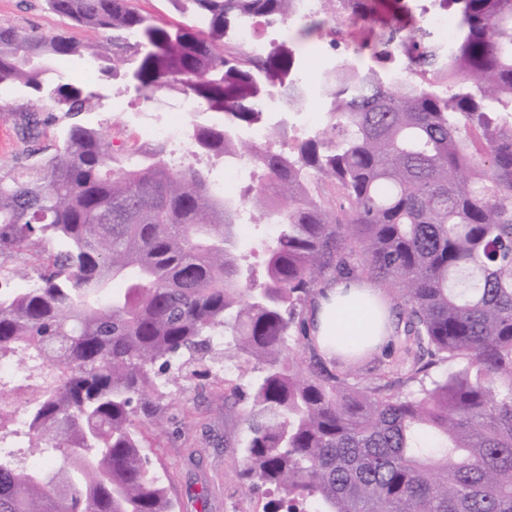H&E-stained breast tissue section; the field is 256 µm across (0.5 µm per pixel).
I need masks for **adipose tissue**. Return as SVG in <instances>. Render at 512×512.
I'll use <instances>...</instances> for the list:
<instances>
[{"instance_id": "obj_1", "label": "adipose tissue", "mask_w": 512, "mask_h": 512, "mask_svg": "<svg viewBox=\"0 0 512 512\" xmlns=\"http://www.w3.org/2000/svg\"><path fill=\"white\" fill-rule=\"evenodd\" d=\"M311 320L315 342L330 358L344 355L347 345L367 336L381 345L391 332L383 292L369 282H330L317 296Z\"/></svg>"}]
</instances>
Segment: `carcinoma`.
<instances>
[{
    "label": "carcinoma",
    "mask_w": 512,
    "mask_h": 512,
    "mask_svg": "<svg viewBox=\"0 0 512 512\" xmlns=\"http://www.w3.org/2000/svg\"><path fill=\"white\" fill-rule=\"evenodd\" d=\"M171 25L130 0H46L73 27L112 42L0 23V85L27 89L68 116L97 94L51 83L55 61L86 56L155 105L182 94L221 119L192 124V153L261 171L243 193L216 191L205 167L163 141L113 148L73 123L54 152L0 171V266L29 288L0 292V441L24 438L39 461L0 448V512H177L144 433L168 379L212 376L214 339L252 362L243 475L261 512H512V0H446L454 56L406 54L412 79L373 66L331 68L315 86L324 116L288 142L287 120L254 144L260 104L289 110L311 93L297 48L329 36L336 0H315L291 44L252 57L228 45L243 19H295L296 0H170ZM381 62L395 34L420 25L408 0H356ZM36 109L20 113L37 142ZM243 224H273L256 269ZM58 248L46 249L50 242ZM381 282L406 336L409 378L422 353L467 365L401 396L392 383L351 387L365 358L305 355L308 312L329 277ZM119 282L122 287L112 289Z\"/></svg>",
    "instance_id": "cac0c4a2"
}]
</instances>
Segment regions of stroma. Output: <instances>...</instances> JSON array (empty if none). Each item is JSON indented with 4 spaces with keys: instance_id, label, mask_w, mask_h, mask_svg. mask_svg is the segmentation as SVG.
Here are the masks:
<instances>
[{
    "instance_id": "stroma-1",
    "label": "stroma",
    "mask_w": 512,
    "mask_h": 512,
    "mask_svg": "<svg viewBox=\"0 0 512 512\" xmlns=\"http://www.w3.org/2000/svg\"><path fill=\"white\" fill-rule=\"evenodd\" d=\"M1 21L37 33L69 29L66 21L48 10L45 0H0ZM53 76L56 81L100 94V108L81 114V123L107 131L122 130L124 139L132 142L144 143L143 124L178 117L167 148L178 162L199 164L186 137L192 116L182 110L183 96H170L161 109H152L111 79L88 74L86 62L76 57L57 61ZM31 102L24 89L10 84L0 86L1 170L19 167L32 147L18 128L17 115ZM238 364V359H226L219 378L208 386L192 382L171 387V410L167 417L151 425L152 452L160 460V474L173 486L180 512L257 510L258 497L244 492L239 474L240 451L247 437L242 417L250 404L244 394L230 392L231 387L248 382ZM202 494L207 497L203 504L198 501Z\"/></svg>"
}]
</instances>
